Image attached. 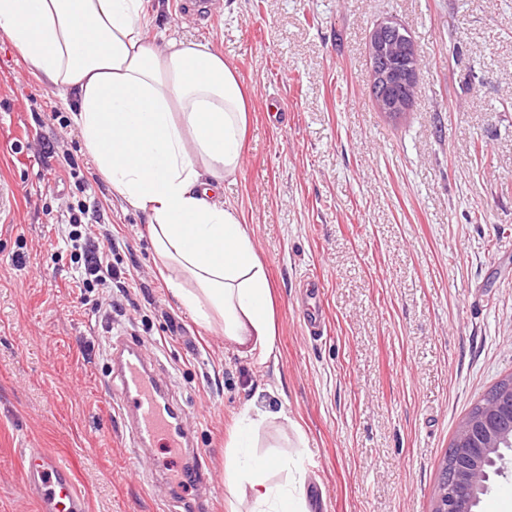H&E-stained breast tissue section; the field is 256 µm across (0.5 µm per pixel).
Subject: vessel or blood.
Wrapping results in <instances>:
<instances>
[{"label":"vessel or blood","instance_id":"vessel-or-blood-1","mask_svg":"<svg viewBox=\"0 0 512 512\" xmlns=\"http://www.w3.org/2000/svg\"><path fill=\"white\" fill-rule=\"evenodd\" d=\"M17 197L16 183L0 179V223L12 216ZM109 348L113 359L112 404L130 427L131 446L161 442L169 448L190 447L182 410L168 388L157 381L140 345L120 337ZM21 488L35 499L40 512H87L71 467L42 449L26 450Z\"/></svg>","mask_w":512,"mask_h":512}]
</instances>
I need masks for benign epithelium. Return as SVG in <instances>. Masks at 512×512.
<instances>
[{
  "mask_svg": "<svg viewBox=\"0 0 512 512\" xmlns=\"http://www.w3.org/2000/svg\"><path fill=\"white\" fill-rule=\"evenodd\" d=\"M397 21L388 18L367 38L372 92L379 111L398 117L409 110L422 60L414 44L392 35ZM512 447V379L485 394L459 423L431 512H475L490 489L486 466L503 470V448Z\"/></svg>",
  "mask_w": 512,
  "mask_h": 512,
  "instance_id": "1",
  "label": "benign epithelium"
}]
</instances>
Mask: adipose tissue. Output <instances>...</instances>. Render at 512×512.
<instances>
[{
    "instance_id": "obj_1",
    "label": "adipose tissue",
    "mask_w": 512,
    "mask_h": 512,
    "mask_svg": "<svg viewBox=\"0 0 512 512\" xmlns=\"http://www.w3.org/2000/svg\"><path fill=\"white\" fill-rule=\"evenodd\" d=\"M144 0H0V32L60 89L101 177L142 212L173 298L261 364L277 363V324L265 264L225 180L243 167L250 100L234 65L204 42L146 36ZM267 414H241L226 444L229 495L250 512H308L306 472L293 457L255 451ZM276 470L287 484L272 483Z\"/></svg>"
}]
</instances>
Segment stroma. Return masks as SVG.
Masks as SVG:
<instances>
[{
	"instance_id": "1",
	"label": "stroma",
	"mask_w": 512,
	"mask_h": 512,
	"mask_svg": "<svg viewBox=\"0 0 512 512\" xmlns=\"http://www.w3.org/2000/svg\"><path fill=\"white\" fill-rule=\"evenodd\" d=\"M216 2L201 20L162 0L148 35L208 42L249 95L224 199L274 284L278 363L240 356L176 302L145 217L113 198L57 91L0 33V177L19 190L0 224V512H37L19 485L27 448L71 465L88 512H184L163 486L186 458L132 455L112 408L110 335L170 378L212 512H229L225 444L252 404L269 414L259 452L299 456L309 512H430L459 422L512 377V0ZM391 16L424 61L396 121L373 104L365 50ZM81 204L126 290L77 287L64 239Z\"/></svg>"
}]
</instances>
